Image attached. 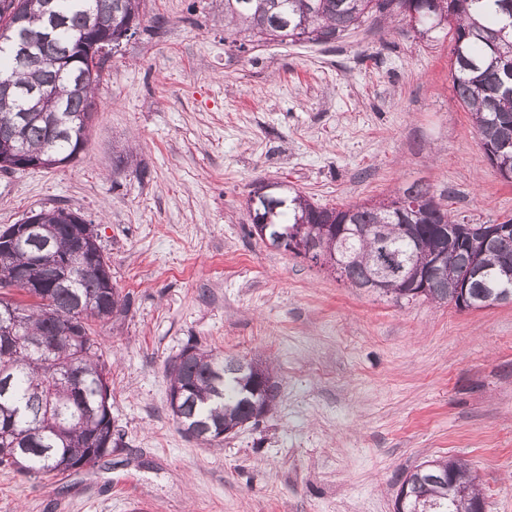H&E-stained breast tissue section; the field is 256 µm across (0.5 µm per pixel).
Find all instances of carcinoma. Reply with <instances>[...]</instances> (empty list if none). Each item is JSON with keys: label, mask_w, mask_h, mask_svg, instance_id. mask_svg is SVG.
Wrapping results in <instances>:
<instances>
[{"label": "carcinoma", "mask_w": 512, "mask_h": 512, "mask_svg": "<svg viewBox=\"0 0 512 512\" xmlns=\"http://www.w3.org/2000/svg\"><path fill=\"white\" fill-rule=\"evenodd\" d=\"M139 0H0V31L21 29L50 49L75 56L77 36L98 25L139 19ZM391 15L420 34L452 31L453 84L470 112L484 153L496 171L512 170V0H224V26L247 31L258 40L331 44L369 17ZM14 88L0 91V130L29 105L23 90L44 87L46 112L31 113L19 145L33 155L77 159L89 126L71 121L92 115L100 77L91 83L78 69L21 67L9 49H0V75ZM254 211L271 215L270 241L306 225L292 253L319 249L323 266L362 288L382 281L381 293L397 300L424 298L482 308L509 299L500 287L512 274V237L476 244L474 224L452 220L432 186L413 183L375 203L320 206L301 194L282 191L257 196ZM64 207L39 211L41 224L21 246H0V269L20 270L15 284L31 302L0 293V316L16 346L0 353V468L23 474L58 475L95 465L125 446V433L112 419V383L101 342L92 328L102 321L99 302L106 292L111 316L129 311L130 298L103 288L98 274L112 272L101 248L74 260L75 275L61 284L42 281L32 268V249L45 241L64 261L71 259L70 225ZM440 257L433 265L432 256ZM263 393L247 391L252 370L220 351L188 344L166 365L169 391H181L178 407L168 409L188 438L209 444L224 441V430L256 424L279 392L270 366L260 365ZM454 483L467 490L448 497ZM402 486L405 512H474L481 499L476 479L459 461L433 460L417 466Z\"/></svg>", "instance_id": "carcinoma-1"}]
</instances>
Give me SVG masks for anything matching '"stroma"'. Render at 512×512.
<instances>
[{
  "label": "stroma",
  "mask_w": 512,
  "mask_h": 512,
  "mask_svg": "<svg viewBox=\"0 0 512 512\" xmlns=\"http://www.w3.org/2000/svg\"><path fill=\"white\" fill-rule=\"evenodd\" d=\"M452 47L379 16L330 45L257 43L225 30L224 0H141L78 159L0 171V228L78 212L131 298L92 324L126 446L57 477L0 468V512H394L435 459L466 464L485 512H512V303L397 302L248 233L266 180L330 208L424 182L465 223L512 217ZM191 339L268 359L279 382L218 446L168 411L165 366Z\"/></svg>",
  "instance_id": "obj_1"
}]
</instances>
